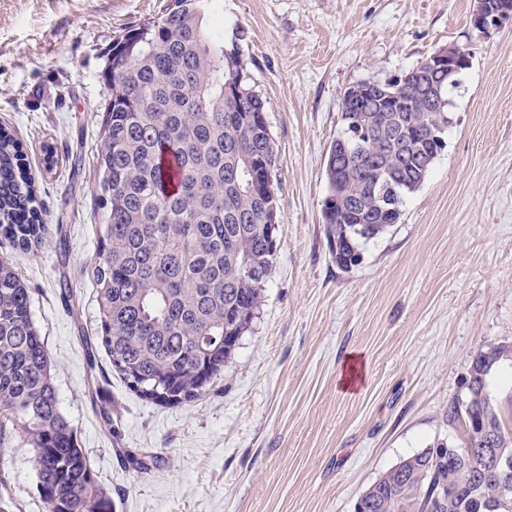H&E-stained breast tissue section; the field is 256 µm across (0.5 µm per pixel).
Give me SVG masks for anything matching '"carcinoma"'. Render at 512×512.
Returning a JSON list of instances; mask_svg holds the SVG:
<instances>
[{
  "instance_id": "obj_1",
  "label": "carcinoma",
  "mask_w": 512,
  "mask_h": 512,
  "mask_svg": "<svg viewBox=\"0 0 512 512\" xmlns=\"http://www.w3.org/2000/svg\"><path fill=\"white\" fill-rule=\"evenodd\" d=\"M214 0H171L162 16L116 37L103 73L107 103L103 148L97 154L105 224L92 279L99 325L93 340L112 369L139 397L163 406L198 400L257 318L278 258L269 233L270 198L250 181L274 172L275 146L265 102L250 87L247 68L225 51L224 34L207 24ZM440 85L443 104L431 114L408 107L386 112L362 101L368 133L394 146L377 166L351 134L349 100L342 99L340 138L348 149L329 151L342 178L341 205L328 209L326 234L340 268L400 220L381 197L399 186L406 199L433 165L435 137L448 127V75L426 72L405 82L414 102ZM361 208L350 209L354 198ZM24 147L0 129V233L29 253L42 244ZM31 296L17 270L0 260V440L7 423L24 422L35 452L48 512H110L75 432L58 408L45 341L30 315ZM512 347L481 346L471 357L466 392L448 406V425L476 449L448 453L440 442L401 459L358 497L354 512H501L512 498L483 470L480 450L493 445L512 455V427L488 390V379Z\"/></svg>"
}]
</instances>
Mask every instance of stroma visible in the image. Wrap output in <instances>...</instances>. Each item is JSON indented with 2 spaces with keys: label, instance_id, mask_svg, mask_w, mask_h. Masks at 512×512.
I'll use <instances>...</instances> for the list:
<instances>
[{
  "label": "stroma",
  "instance_id": "obj_1",
  "mask_svg": "<svg viewBox=\"0 0 512 512\" xmlns=\"http://www.w3.org/2000/svg\"><path fill=\"white\" fill-rule=\"evenodd\" d=\"M170 0H0V124L21 140L45 224L37 254L0 235L112 512H354L401 458L458 441L445 411L481 345H512V24L474 0H214L265 100L279 253L252 328L198 401L138 398L90 339L103 211L97 153L115 37ZM455 43L446 147L398 224L337 267L323 217L341 98ZM359 377L342 380L348 368ZM23 433L0 443V512H47ZM493 1V2H492ZM474 0L473 29L483 35L502 28L512 20V0Z\"/></svg>",
  "mask_w": 512,
  "mask_h": 512
}]
</instances>
